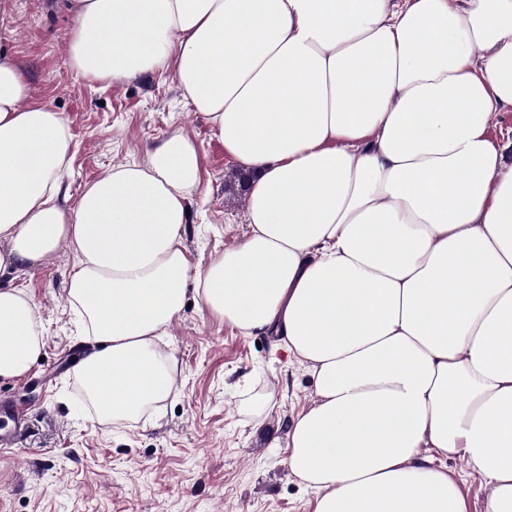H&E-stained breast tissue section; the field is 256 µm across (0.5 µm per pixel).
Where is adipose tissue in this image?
<instances>
[{
  "label": "adipose tissue",
  "instance_id": "adipose-tissue-1",
  "mask_svg": "<svg viewBox=\"0 0 512 512\" xmlns=\"http://www.w3.org/2000/svg\"><path fill=\"white\" fill-rule=\"evenodd\" d=\"M68 64L124 83L174 69L251 174L241 243L193 269L200 186L181 132L69 204L64 116L0 48V379L44 346L17 282L61 245L105 416L175 383L159 346L187 295L303 366L292 474L312 512H512V0H66ZM448 468L460 483L466 500V512H483L484 494L478 483L467 476L469 471L466 462L462 459L449 460Z\"/></svg>",
  "mask_w": 512,
  "mask_h": 512
}]
</instances>
